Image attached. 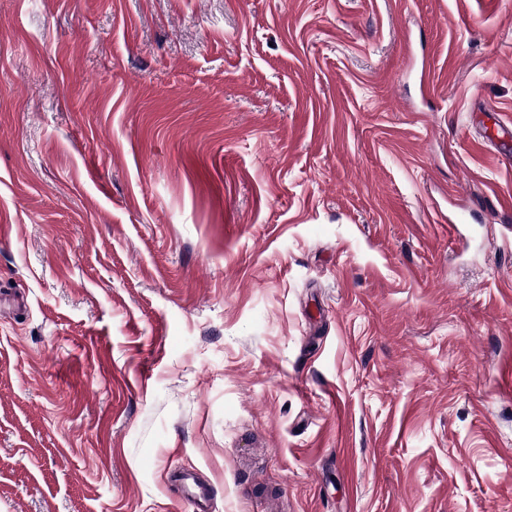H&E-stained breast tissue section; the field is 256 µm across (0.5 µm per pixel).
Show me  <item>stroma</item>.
<instances>
[{"instance_id": "1", "label": "stroma", "mask_w": 512, "mask_h": 512, "mask_svg": "<svg viewBox=\"0 0 512 512\" xmlns=\"http://www.w3.org/2000/svg\"><path fill=\"white\" fill-rule=\"evenodd\" d=\"M490 112L512 0H0V512H512Z\"/></svg>"}]
</instances>
